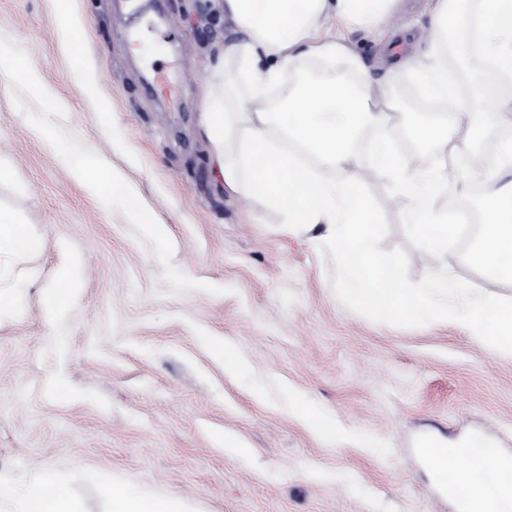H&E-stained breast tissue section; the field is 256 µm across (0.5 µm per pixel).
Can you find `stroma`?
I'll return each mask as SVG.
<instances>
[{
  "mask_svg": "<svg viewBox=\"0 0 512 512\" xmlns=\"http://www.w3.org/2000/svg\"><path fill=\"white\" fill-rule=\"evenodd\" d=\"M74 38L91 74L84 92L60 49L53 0H0V44L28 59L69 104L46 111L0 74V208L25 224L29 250L0 255V481L21 512L45 475L66 480L77 512H107L101 484L180 512H457L419 444L479 443L512 456V357L462 323L388 320L344 290L322 227L298 230L248 184L225 188L199 128L208 60L235 27L212 0H72ZM430 0H399L387 32L344 29L353 55L387 87L391 137L447 110L480 112L479 83L460 55L442 62L459 95L431 102L393 61L430 38ZM51 127L109 163L112 201L76 182L40 135ZM483 150L449 167L437 210L478 212ZM370 205L371 249L399 258L415 288L432 270L395 180L354 167ZM164 230L144 232L130 205ZM78 265L64 313L44 295ZM238 349L228 371L216 346ZM326 413L329 441L291 396Z\"/></svg>",
  "mask_w": 512,
  "mask_h": 512,
  "instance_id": "stroma-1",
  "label": "stroma"
}]
</instances>
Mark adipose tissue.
Wrapping results in <instances>:
<instances>
[{"label": "adipose tissue", "mask_w": 512, "mask_h": 512, "mask_svg": "<svg viewBox=\"0 0 512 512\" xmlns=\"http://www.w3.org/2000/svg\"><path fill=\"white\" fill-rule=\"evenodd\" d=\"M395 0H219L225 18L242 32L241 41L219 49L209 63L211 80L204 93L202 131L221 165L225 185L238 189L248 181L285 223L325 224L336 245L340 269L353 295L393 319L466 323L499 354L512 355V300L495 294L500 282L512 281V183L489 196L479 231L476 259L488 270L489 292L463 306L472 290L448 273L451 218L436 210L441 176L427 175L413 154L394 152L387 135L388 115L376 111L381 86L366 70L352 83L327 74L295 86L283 75L301 56L345 59L343 39L326 38L328 21L370 28L387 26ZM477 26V46L467 68L478 79L490 106L485 115L451 112L437 123L417 125L415 140L432 145L441 164L457 162L467 139L484 124L512 126V97L497 94V80L512 74V0H481L478 22L462 16L455 0H437L431 38L423 58L429 79L421 92L444 99L452 92L441 53L449 32ZM278 87L281 111L265 104L268 88ZM380 132L366 162L375 173L395 177L408 203L409 231L420 255L432 268L430 279L404 287L397 258L370 252L369 206L356 189L350 170L356 162L352 144L359 132ZM42 136L71 160V173L104 200L112 197V171L101 160L88 162L76 145L50 129ZM429 456L446 477L449 495L468 500L472 512H512V469L494 470L486 462L493 449L432 448ZM24 512H74L64 481L48 476L24 496Z\"/></svg>", "instance_id": "adipose-tissue-1"}]
</instances>
